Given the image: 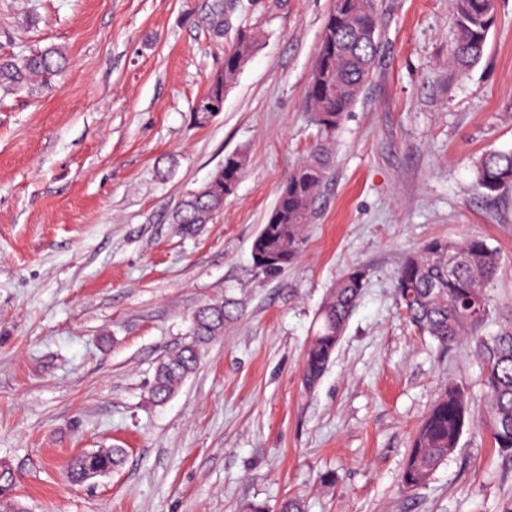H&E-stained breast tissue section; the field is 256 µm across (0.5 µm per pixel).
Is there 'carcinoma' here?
<instances>
[{
  "label": "carcinoma",
  "mask_w": 512,
  "mask_h": 512,
  "mask_svg": "<svg viewBox=\"0 0 512 512\" xmlns=\"http://www.w3.org/2000/svg\"><path fill=\"white\" fill-rule=\"evenodd\" d=\"M455 41L451 67L465 71L483 55L494 26L499 0H453ZM205 20L218 36L224 35V0H211ZM260 32L254 27L237 29L224 54V70L214 75L197 101L198 124L212 121L224 107V94L253 53ZM378 49V20L374 0H335L328 13L317 48L305 99L315 142L280 187L273 208L252 243L259 268L276 274L301 254L304 228L309 223L332 159L336 136L347 112L373 74ZM68 65L65 52L48 47L28 55L0 57V90L5 92L51 90ZM238 154L224 157L210 182L190 192L173 214V223L186 228L207 224L224 207L244 169ZM512 184V150H493L475 166V188L486 197ZM500 259L484 239L435 238L410 253L396 272V296L408 321L442 348L461 340L469 343L479 365L484 392L482 425L495 448L512 458V308L501 314L492 335L483 328L492 316L489 287L497 278ZM366 271H345L330 289L319 312V324L302 359V384L312 390L332 362L349 317L365 288ZM234 312L226 300L199 308L191 318V340L166 355L155 370L149 388L154 403L167 401L197 367L201 348L224 335V323ZM471 421L468 388L455 381L441 390L419 426L407 455L400 483L413 491L426 485L457 448ZM123 450L106 448L84 451L66 466L68 477L82 482L108 474L122 460ZM16 483L11 467L0 462V512H24L14 499Z\"/></svg>",
  "instance_id": "carcinoma-1"
}]
</instances>
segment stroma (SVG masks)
Listing matches in <instances>:
<instances>
[{
  "label": "stroma",
  "instance_id": "obj_1",
  "mask_svg": "<svg viewBox=\"0 0 512 512\" xmlns=\"http://www.w3.org/2000/svg\"><path fill=\"white\" fill-rule=\"evenodd\" d=\"M333 0H0V55L52 44L70 64L54 89L0 93V461L26 512H504L512 458L480 418L468 344L443 349L404 317L395 274L433 238L480 237L512 306V186L485 198L475 163L512 149V0L482 59L448 64L452 0H374V74L348 112L298 260L268 274L252 242L316 130L305 92ZM261 32L205 126L193 107L238 27ZM235 192L207 224L171 215L225 155ZM351 267L367 281L312 391L301 362L317 312ZM237 311L166 403L160 358L192 313ZM470 384L474 420L422 488L399 482L444 385ZM120 448L110 474L71 483L73 455Z\"/></svg>",
  "mask_w": 512,
  "mask_h": 512
}]
</instances>
